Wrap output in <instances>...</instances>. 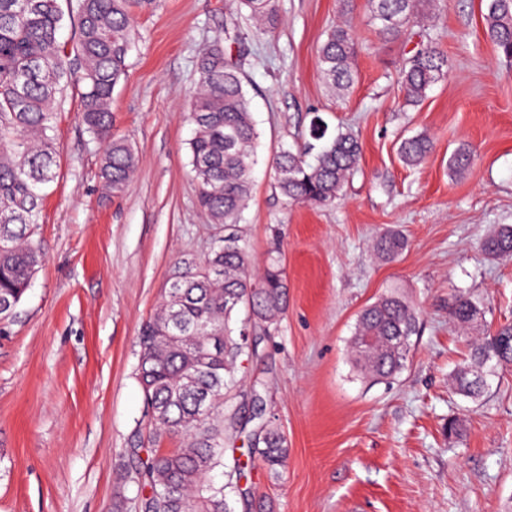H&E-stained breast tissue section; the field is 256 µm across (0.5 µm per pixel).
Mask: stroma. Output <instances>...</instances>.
Returning a JSON list of instances; mask_svg holds the SVG:
<instances>
[{
    "label": "stroma",
    "mask_w": 512,
    "mask_h": 512,
    "mask_svg": "<svg viewBox=\"0 0 512 512\" xmlns=\"http://www.w3.org/2000/svg\"><path fill=\"white\" fill-rule=\"evenodd\" d=\"M276 4L269 35L231 0L134 10L127 76L112 95L114 131L140 159L122 195L101 191L103 144L77 110L79 86L69 88L36 229L46 259L0 322V512H113L134 495L126 450L148 426L139 329L180 261L203 259L224 234L197 204L188 143L198 60L228 29L240 34L227 56L260 131L240 229L253 265L279 254L288 279L278 333L243 361L288 458L271 471L246 449L225 452V470L244 469L235 512H512V369L479 399L457 394L467 336L450 316L461 294L481 309L468 336L512 323V256L481 249L512 225V65L484 34L481 0H436L448 76L409 105L397 74L415 40H379L367 0L347 11L339 0ZM342 23L356 34L357 79L339 98L322 81L319 47ZM316 114L359 136L360 167L333 204H291L272 158L303 143ZM422 132L430 156L403 164L401 140ZM462 144L473 163L456 173ZM388 230L407 240L392 261L369 250ZM394 286L420 310L408 366L391 382L360 378L347 356L355 319Z\"/></svg>",
    "instance_id": "obj_1"
}]
</instances>
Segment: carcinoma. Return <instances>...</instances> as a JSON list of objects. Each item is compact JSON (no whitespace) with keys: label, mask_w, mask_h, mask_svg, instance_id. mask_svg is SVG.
Returning <instances> with one entry per match:
<instances>
[{"label":"carcinoma","mask_w":512,"mask_h":512,"mask_svg":"<svg viewBox=\"0 0 512 512\" xmlns=\"http://www.w3.org/2000/svg\"><path fill=\"white\" fill-rule=\"evenodd\" d=\"M266 34L279 18L274 0H235ZM379 38L397 40L416 23L432 17L434 0H367ZM155 0H75L74 42L59 39L64 14L59 0H0V320L10 317L45 260L35 229L40 224L44 189L56 178L60 150L54 135L65 87L72 80L70 57L80 65L78 111L92 135L104 144L98 179L108 196L125 191L138 159L130 142L112 132V92L126 77L135 39L131 8L150 9ZM485 33L497 53L512 61V0H486ZM355 31L339 25L319 48L320 73L340 96L356 79L352 59ZM199 81L190 118L188 143L198 205L211 223L224 226L201 262L185 259L168 282L156 313L138 337L136 380L151 421L153 447L143 449L142 433L127 449L132 463L136 512H234L239 472H224V448L234 446L239 420L229 405L236 398L263 404L256 388L237 378L241 356L258 355L248 328L268 334L278 329L288 307V281L276 257L259 275L251 269L240 230L241 214L251 198L259 138L244 77L226 62L216 39L198 62ZM448 76V58L427 33L399 70L400 92L408 104L427 97ZM304 147L281 150L273 160L276 187L291 203L326 206L342 196L358 169L362 143L343 126L330 127L313 116ZM432 139L418 134L401 141L407 166L421 164ZM406 248L405 238L386 231L374 251L386 260ZM495 257L512 255V225H503L483 241ZM246 318L231 327L233 314ZM463 328L477 315L464 295L451 309ZM419 311L396 291L380 296L357 317L349 342L353 363L375 380L392 379L406 368L417 335ZM512 367V324L473 343L471 360L454 377L455 389L478 397L499 371ZM487 372L486 381L475 373ZM177 439V448H161ZM250 454L268 468L281 466L288 452L285 435L261 424L251 436Z\"/></svg>","instance_id":"carcinoma-1"}]
</instances>
